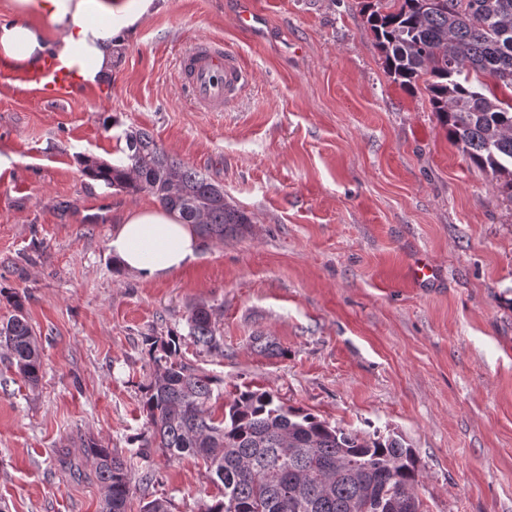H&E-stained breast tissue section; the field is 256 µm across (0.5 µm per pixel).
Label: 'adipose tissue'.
I'll return each instance as SVG.
<instances>
[{"label":"adipose tissue","instance_id":"ef3b65f1","mask_svg":"<svg viewBox=\"0 0 512 512\" xmlns=\"http://www.w3.org/2000/svg\"><path fill=\"white\" fill-rule=\"evenodd\" d=\"M154 0H13L12 18L0 20V58L21 69L54 56L81 82L112 67L114 40L150 12ZM40 17L42 25L31 24ZM63 34L54 44L46 27ZM109 248L120 267L146 280L166 277L195 260L200 248L192 225L160 207L131 210L112 232Z\"/></svg>","mask_w":512,"mask_h":512}]
</instances>
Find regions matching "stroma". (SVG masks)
<instances>
[{
    "label": "stroma",
    "mask_w": 512,
    "mask_h": 512,
    "mask_svg": "<svg viewBox=\"0 0 512 512\" xmlns=\"http://www.w3.org/2000/svg\"><path fill=\"white\" fill-rule=\"evenodd\" d=\"M363 0H156L112 70L65 100L0 75V324L24 301L43 354L30 387L0 347V512H100L83 445L132 457L128 512L165 498L199 512L203 463L145 447V339L187 334L211 306L223 354L185 360L349 430L414 448L424 512H512V201L441 128L425 90L386 74ZM260 15L241 28L246 7ZM213 38L251 73L221 112L197 110L179 59ZM224 188L248 232L205 238L158 281L122 270L108 242L153 195L109 189L131 129ZM425 259L430 283L409 269ZM272 336L280 357L251 338Z\"/></svg>",
    "instance_id": "35a3bbf8"
}]
</instances>
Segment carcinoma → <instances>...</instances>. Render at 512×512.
I'll return each instance as SVG.
<instances>
[{
  "instance_id": "obj_1",
  "label": "carcinoma",
  "mask_w": 512,
  "mask_h": 512,
  "mask_svg": "<svg viewBox=\"0 0 512 512\" xmlns=\"http://www.w3.org/2000/svg\"><path fill=\"white\" fill-rule=\"evenodd\" d=\"M365 14L389 78L410 91L424 83L448 138L512 200V100L485 95L480 82L489 76L512 90V0H369ZM125 141V158L112 165L86 158L85 175L131 195H153L205 238L247 231L251 217L224 198L222 186L170 157L144 130L125 133ZM13 306L0 342L35 387L41 348L16 294ZM212 316L210 307L197 305L187 317V337L146 338L155 364L143 402L147 447L170 460L203 461L220 498L202 512H406L387 509L393 500L417 497L420 483L419 460L400 437L333 426L267 390H242L216 413L211 401L219 381L182 354L187 339L202 352L224 354ZM252 347L281 354L262 334ZM84 454L105 489L101 512H127L131 460L94 441Z\"/></svg>"
}]
</instances>
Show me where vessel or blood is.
<instances>
[{
  "mask_svg": "<svg viewBox=\"0 0 512 512\" xmlns=\"http://www.w3.org/2000/svg\"><path fill=\"white\" fill-rule=\"evenodd\" d=\"M183 86L190 100L203 112H220L244 91L249 74L241 59L226 52L221 41H193L180 59ZM29 81L41 84L56 99L67 97L71 73L55 59H47L30 73Z\"/></svg>",
  "mask_w": 512,
  "mask_h": 512,
  "instance_id": "1",
  "label": "vessel or blood"
}]
</instances>
